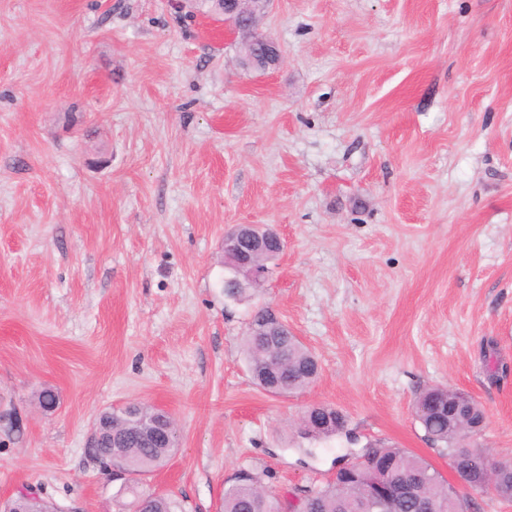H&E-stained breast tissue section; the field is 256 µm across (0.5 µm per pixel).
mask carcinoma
I'll use <instances>...</instances> for the list:
<instances>
[{"label":"carcinoma","instance_id":"carcinoma-1","mask_svg":"<svg viewBox=\"0 0 512 512\" xmlns=\"http://www.w3.org/2000/svg\"><path fill=\"white\" fill-rule=\"evenodd\" d=\"M267 313L260 307L251 313L243 352L255 384L262 390L277 385L280 394L288 395L302 390L319 376L320 365L311 350L294 336L273 338L261 332ZM417 420L427 440L447 451L448 457L459 463L457 474L462 487L484 492L482 471L489 458L483 448H468L460 443L457 428H468L480 423L484 411L469 395L446 386L426 388L415 401ZM128 439L112 445L102 440L94 449L93 460L101 472L110 475L109 467L119 466L132 474L143 475L162 466L174 453L176 441H158L144 436L142 429L154 418L153 407L140 403L126 406ZM344 416L326 405H315L303 413L298 430L305 439L330 437L344 430ZM368 463L352 476L341 475L319 488L303 491L298 497L299 512H360V505L371 495L376 471L372 462L388 465L397 480L413 482V496L395 499L377 512H419L417 500L432 499L446 506L452 499L457 512H473L474 502L453 489L448 480L425 458L395 446L375 445L363 450ZM493 492L502 498H512V463L505 460L496 478ZM292 505L268 495L260 478L253 472L238 473L224 488L220 512H286ZM145 512H176V503L168 495L151 496Z\"/></svg>","mask_w":512,"mask_h":512}]
</instances>
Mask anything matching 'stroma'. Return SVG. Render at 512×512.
<instances>
[{"instance_id":"1","label":"stroma","mask_w":512,"mask_h":512,"mask_svg":"<svg viewBox=\"0 0 512 512\" xmlns=\"http://www.w3.org/2000/svg\"><path fill=\"white\" fill-rule=\"evenodd\" d=\"M258 31L278 67L170 0H0V500L133 512L85 448L129 402L177 422L139 488L182 512L242 469L295 498L372 444L449 474L413 414L429 386L512 460V0H274ZM236 224L286 242L250 302L224 296ZM256 305L313 385L253 383ZM317 403L341 434L299 437Z\"/></svg>"}]
</instances>
